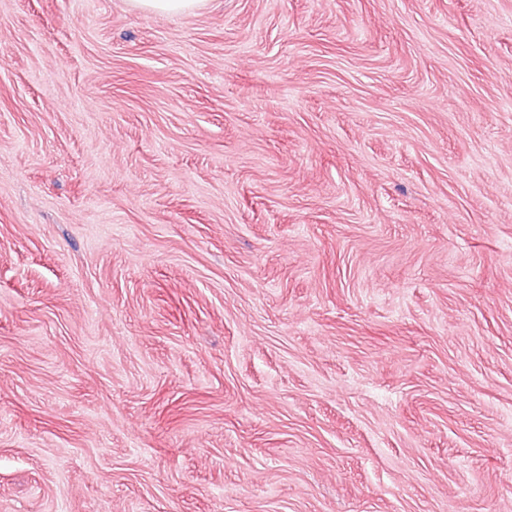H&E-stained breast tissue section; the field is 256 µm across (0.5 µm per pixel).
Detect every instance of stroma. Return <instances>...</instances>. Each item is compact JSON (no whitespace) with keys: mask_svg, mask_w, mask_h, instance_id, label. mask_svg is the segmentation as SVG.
Returning a JSON list of instances; mask_svg holds the SVG:
<instances>
[{"mask_svg":"<svg viewBox=\"0 0 512 512\" xmlns=\"http://www.w3.org/2000/svg\"><path fill=\"white\" fill-rule=\"evenodd\" d=\"M0 512H512V0H0ZM204 0H128L129 5L142 12L161 15H188L201 8Z\"/></svg>","mask_w":512,"mask_h":512,"instance_id":"35a3bbf8","label":"stroma"}]
</instances>
